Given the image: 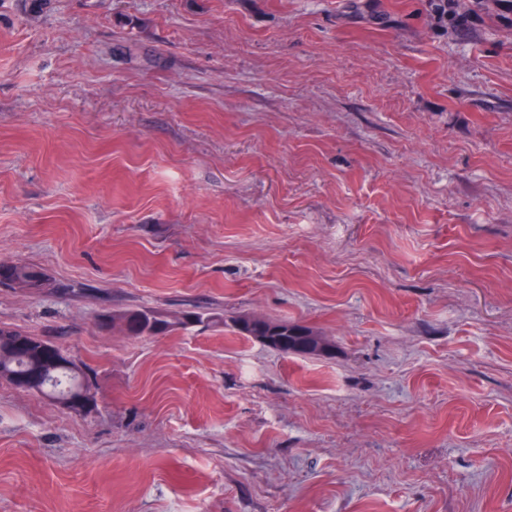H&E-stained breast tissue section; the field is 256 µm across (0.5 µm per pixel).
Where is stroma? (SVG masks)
Returning a JSON list of instances; mask_svg holds the SVG:
<instances>
[{
  "instance_id": "stroma-1",
  "label": "stroma",
  "mask_w": 512,
  "mask_h": 512,
  "mask_svg": "<svg viewBox=\"0 0 512 512\" xmlns=\"http://www.w3.org/2000/svg\"><path fill=\"white\" fill-rule=\"evenodd\" d=\"M0 262V512H512V0H0ZM47 277L48 275L35 265L0 263V287L28 292L40 291L50 284L51 288H56V285ZM143 321L139 330H133L134 323ZM160 323L163 327L152 331L151 323ZM224 316L217 312L202 313L197 311L164 312L151 308L128 309L125 311L104 314L100 325L104 328L118 326L132 336H165L178 330H189L201 324H223ZM234 328L240 335L254 339L262 345L284 354L290 352L296 355H322L324 348L329 350L323 338L315 335L310 328L298 324L288 325V321L285 320H272L244 314L235 319ZM295 336H307L306 343L299 344L300 338ZM284 337L293 341V346L283 347L281 339ZM63 352L61 345L49 339L0 325V379L19 388L37 367L41 371L40 389L31 392L69 408L66 403L78 398L84 391L83 383L92 384V378L77 364L71 369L60 363L57 356Z\"/></svg>"
}]
</instances>
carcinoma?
<instances>
[{
  "label": "carcinoma",
  "mask_w": 512,
  "mask_h": 512,
  "mask_svg": "<svg viewBox=\"0 0 512 512\" xmlns=\"http://www.w3.org/2000/svg\"><path fill=\"white\" fill-rule=\"evenodd\" d=\"M48 286L47 274L35 265L0 263V287L36 292ZM222 323L224 316L217 312L171 313L151 308L104 314L100 319L102 327L118 326L132 336H165L201 324ZM234 328L237 333L284 354L320 355L327 347L323 338L310 328L290 325L286 320L244 314L235 319ZM63 352L61 345L49 339L0 325V379L18 388L36 367L40 370V381L35 393L62 406L83 393V384L92 382L91 375L80 366L71 369L57 360Z\"/></svg>",
  "instance_id": "obj_1"
}]
</instances>
